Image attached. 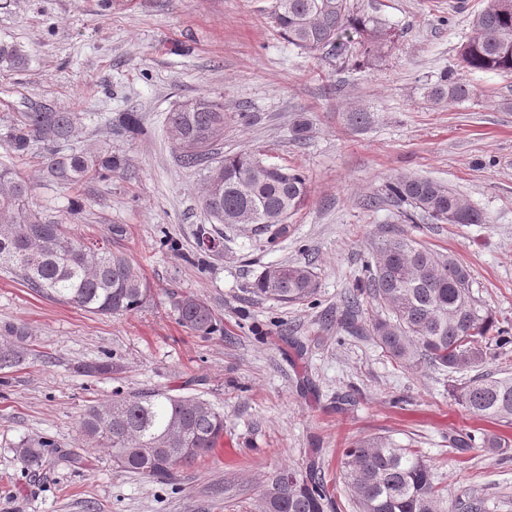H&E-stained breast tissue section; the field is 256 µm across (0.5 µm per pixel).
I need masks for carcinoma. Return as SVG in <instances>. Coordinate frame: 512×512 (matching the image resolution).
<instances>
[{
	"instance_id": "obj_1",
	"label": "carcinoma",
	"mask_w": 512,
	"mask_h": 512,
	"mask_svg": "<svg viewBox=\"0 0 512 512\" xmlns=\"http://www.w3.org/2000/svg\"><path fill=\"white\" fill-rule=\"evenodd\" d=\"M278 34L304 52L327 51L342 63L382 59L395 43L396 32L362 0H275L271 13ZM462 67L473 72L512 76V0H483L474 15L472 35L460 53ZM28 64L24 46L0 42V69L21 71ZM436 103L464 100L470 85L457 70L442 71L426 87ZM180 163L209 172L220 168L222 187L206 179L203 207L212 221L236 224L247 216L254 231L269 241L288 233V218L308 197L305 175L295 168L260 169L250 151L215 158L224 139V102L199 96L180 103L167 117ZM81 123L78 112L42 107L13 115L6 141L18 152L39 141L45 150L42 176L48 182L76 186L107 180L121 169L105 142L94 151L77 150L71 141ZM113 133L141 130L134 112L110 124ZM384 198L403 221L420 218L442 222L450 212L463 224H485V214L461 201L447 184L402 175L385 185ZM113 225L100 241L86 243L72 235L67 221L50 218L30 204V186L7 166L0 167V269L26 287L95 314L137 311L150 296L149 283L124 256L112 251ZM198 247L218 252L221 238L202 226ZM361 287L383 303L388 315L370 321L366 333L392 359L408 365L430 364L446 371L479 368L512 343L494 332V318L472 296L470 272L456 260L437 256L403 232H390L373 249V264ZM253 284L255 294L284 303L303 301L315 293L307 265L276 264ZM174 311L182 326L201 335L214 329L212 307L194 295H181ZM360 300H346L344 320L358 327ZM455 399L482 419L512 423V375L482 376L456 387ZM82 440L112 453L117 467L154 481H170L177 469L208 454L224 437V414L194 396H173L159 390L124 396L87 409L80 421ZM483 445L505 454L512 439L488 434ZM178 449L168 456L166 449ZM340 476L352 492L358 512H485L479 497L447 509L419 451L391 438L376 436L354 442L342 454ZM334 500L314 469L279 468L261 493L260 512H329Z\"/></svg>"
}]
</instances>
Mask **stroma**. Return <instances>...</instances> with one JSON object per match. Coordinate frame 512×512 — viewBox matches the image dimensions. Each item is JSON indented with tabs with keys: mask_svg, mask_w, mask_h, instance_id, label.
Listing matches in <instances>:
<instances>
[{
	"mask_svg": "<svg viewBox=\"0 0 512 512\" xmlns=\"http://www.w3.org/2000/svg\"><path fill=\"white\" fill-rule=\"evenodd\" d=\"M368 2L399 37L383 60L355 68L288 45L272 23L274 0H0V40L29 54L25 70H0V166L22 173L33 207L69 217L79 236L121 225L112 247L152 288L139 310L100 315L0 270V341L24 338L18 362L0 370V512H259L271 472L313 462L337 486L338 512H358L338 484L339 461L372 436L418 449L445 503L476 495L486 512H512V452L448 442L484 430L512 437V425L471 415L451 393L480 372L512 374V344L481 370L449 373L400 364L336 323L373 246L401 227L467 266L474 297L512 332V77L463 72L475 96L432 104L424 87L458 67L482 0ZM203 95L224 102L218 155L249 150L309 181L276 242L222 224L220 253L197 247L206 173L178 162L166 115ZM30 102L82 113L74 148L111 139L124 173L75 188L44 181L42 143L20 154L4 137ZM125 112L138 114L143 133L109 137ZM300 118L311 125L304 140L291 133ZM401 175L447 183L487 223H404L381 198ZM282 262L312 267V298L253 293L261 272ZM187 293L212 306V334L178 323L172 300ZM98 360L116 372L80 374ZM147 389L199 397L224 415L220 446L172 483L119 469L79 435L89 406ZM37 441L45 448L31 466L19 450ZM227 482L237 488L228 498L217 492Z\"/></svg>",
	"mask_w": 512,
	"mask_h": 512,
	"instance_id": "1",
	"label": "stroma"
}]
</instances>
